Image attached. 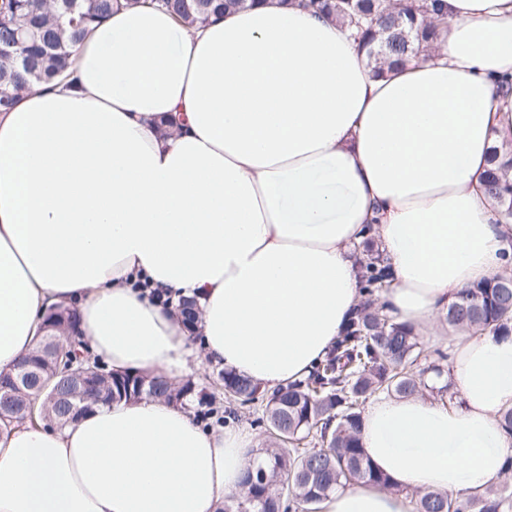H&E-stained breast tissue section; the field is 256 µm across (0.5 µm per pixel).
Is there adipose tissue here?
<instances>
[{
  "label": "adipose tissue",
  "instance_id": "ef3b65f1",
  "mask_svg": "<svg viewBox=\"0 0 512 512\" xmlns=\"http://www.w3.org/2000/svg\"><path fill=\"white\" fill-rule=\"evenodd\" d=\"M430 57L378 76L340 22L260 0L188 28L130 8L94 24L73 73L0 112V371L48 309L113 372L207 363L275 390L304 378L360 302L375 238L394 322L443 343L440 398L372 397L361 442L389 490L325 512H413L481 491L512 437V336L449 330L464 288L512 272V224L484 191L512 130V0H445ZM201 319L189 331L181 299ZM246 426L205 431L148 398L63 428L0 419V512H216L260 462Z\"/></svg>",
  "mask_w": 512,
  "mask_h": 512
}]
</instances>
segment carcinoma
<instances>
[{"instance_id":"carcinoma-1","label":"carcinoma","mask_w":512,"mask_h":512,"mask_svg":"<svg viewBox=\"0 0 512 512\" xmlns=\"http://www.w3.org/2000/svg\"><path fill=\"white\" fill-rule=\"evenodd\" d=\"M249 0H0V43H12L14 33H29L12 43L11 55H0V107L13 100L34 82H48L73 67L71 47L81 41L88 26L112 12L133 6H157L170 11L186 27L205 22L228 8H244ZM300 6L346 24L351 36L366 51L377 72L384 66L428 53L434 49L437 29L421 9L400 0H300ZM485 189L496 205L501 222L512 224V141L494 142ZM365 301L337 336L332 351L310 374L297 382L260 395L250 378L233 371H220L228 415L234 405L262 403L271 435L276 442L263 449V460L247 472L240 492L224 499L217 512H319L321 504L338 486L369 484L391 487L389 478L373 468L360 445L362 409L372 397L386 393L411 397L421 392L420 369L427 354L413 328L395 324L373 307L377 291L384 286L387 266L381 260L361 261ZM507 274L463 289L448 305L445 315L453 329L474 332L512 333V287ZM77 311H57L49 335L19 366L31 363L37 376L51 380V388L35 389L36 382L21 386L12 407L0 416L24 420V403L38 396L58 427L78 418L61 398L67 379L58 373L53 340L76 327ZM102 384L100 403L155 398L172 402L190 396L195 385L178 388L161 376L114 374ZM415 512H512V484L489 487L481 493L450 497L436 492L417 496Z\"/></svg>"}]
</instances>
